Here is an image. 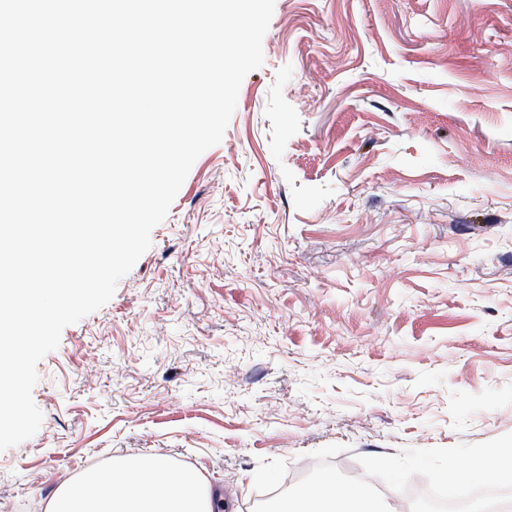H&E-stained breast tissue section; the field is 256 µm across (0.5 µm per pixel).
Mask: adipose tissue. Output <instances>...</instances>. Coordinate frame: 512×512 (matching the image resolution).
I'll use <instances>...</instances> for the list:
<instances>
[{
  "mask_svg": "<svg viewBox=\"0 0 512 512\" xmlns=\"http://www.w3.org/2000/svg\"><path fill=\"white\" fill-rule=\"evenodd\" d=\"M211 488L192 470L152 456L112 457L106 470H87L58 488L44 512H213ZM278 512H387L366 483L337 484L321 475L281 501Z\"/></svg>",
  "mask_w": 512,
  "mask_h": 512,
  "instance_id": "ef3b65f1",
  "label": "adipose tissue"
}]
</instances>
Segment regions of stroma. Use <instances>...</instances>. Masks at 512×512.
I'll list each match as a JSON object with an SVG mask.
<instances>
[{
  "instance_id": "1",
  "label": "stroma",
  "mask_w": 512,
  "mask_h": 512,
  "mask_svg": "<svg viewBox=\"0 0 512 512\" xmlns=\"http://www.w3.org/2000/svg\"><path fill=\"white\" fill-rule=\"evenodd\" d=\"M112 299L37 365L0 512L152 454L223 512L325 464L393 512L512 445V0H275Z\"/></svg>"
}]
</instances>
